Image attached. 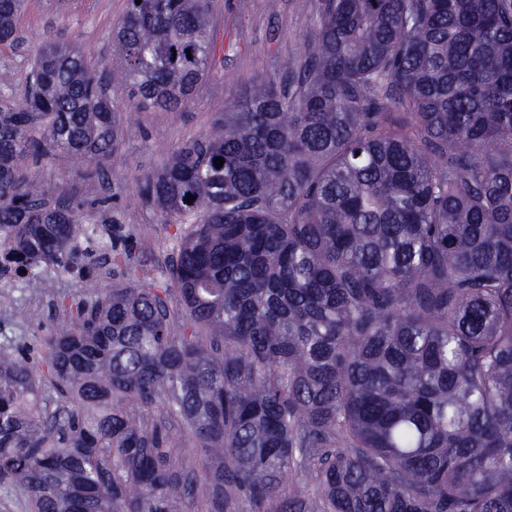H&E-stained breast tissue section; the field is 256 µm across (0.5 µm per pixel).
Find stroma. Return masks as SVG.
Returning <instances> with one entry per match:
<instances>
[{
    "label": "stroma",
    "instance_id": "obj_1",
    "mask_svg": "<svg viewBox=\"0 0 512 512\" xmlns=\"http://www.w3.org/2000/svg\"><path fill=\"white\" fill-rule=\"evenodd\" d=\"M216 52L209 72L194 98L176 109L130 110L128 91L113 86L110 94L132 123L111 155L102 159L99 177L83 178L65 158L40 162L46 190L65 189L68 195L94 200L109 198L111 225H97L98 237L113 245H133V257L147 280L164 282L175 253L173 225L139 196L142 178L159 169L182 144L205 135L215 113L244 89L247 81L280 75L283 60L305 61V42L314 36L323 0H206ZM127 7L126 0H25L16 26L20 41L0 44V92L23 101L32 62L44 40L78 45L89 64L99 68L112 61V33ZM117 282L109 263L87 276L45 270L39 287H22L18 277L0 278V334L12 339L30 360L46 353L43 340L64 319L56 306L60 295L87 298L91 291H108Z\"/></svg>",
    "mask_w": 512,
    "mask_h": 512
}]
</instances>
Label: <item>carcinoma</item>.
Listing matches in <instances>:
<instances>
[{
	"label": "carcinoma",
	"mask_w": 512,
	"mask_h": 512,
	"mask_svg": "<svg viewBox=\"0 0 512 512\" xmlns=\"http://www.w3.org/2000/svg\"><path fill=\"white\" fill-rule=\"evenodd\" d=\"M306 51L144 177L185 225L170 277L122 271L45 339L65 406L0 346V483L30 512H512V0H325ZM214 54L203 0H128L101 71L44 42L0 97V277L91 272L108 199L52 200L40 157H105L113 77L177 108ZM292 476L318 495L278 496Z\"/></svg>",
	"instance_id": "obj_1"
}]
</instances>
